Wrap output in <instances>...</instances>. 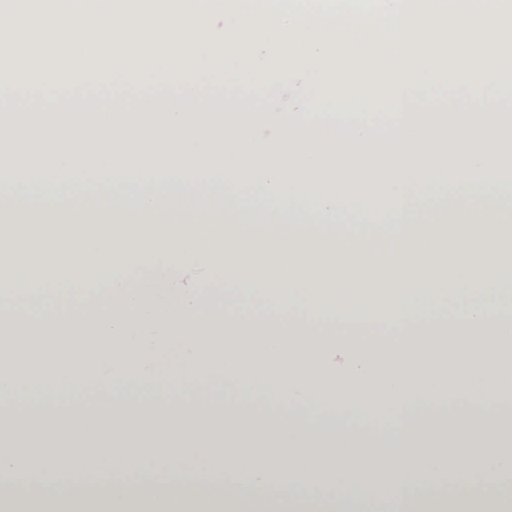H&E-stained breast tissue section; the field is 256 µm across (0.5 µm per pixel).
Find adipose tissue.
Returning a JSON list of instances; mask_svg holds the SVG:
<instances>
[{
  "mask_svg": "<svg viewBox=\"0 0 512 512\" xmlns=\"http://www.w3.org/2000/svg\"><path fill=\"white\" fill-rule=\"evenodd\" d=\"M0 170V397L59 400L108 370L115 411L0 417V512H364L398 470L400 512H512V428L403 429L380 453L292 423L243 429L269 402L350 426L369 406L425 414L512 378V201L484 170L352 171L272 142L46 148ZM404 198L386 242L351 222L381 185ZM308 205H283L286 196ZM212 268L214 285L184 274ZM162 403L125 408L126 390ZM222 391L215 417L185 405ZM499 449L480 465L471 451ZM481 495L435 493L450 464ZM106 489L80 492L88 471ZM190 477L174 494L168 477Z\"/></svg>",
  "mask_w": 512,
  "mask_h": 512,
  "instance_id": "adipose-tissue-1",
  "label": "adipose tissue"
}]
</instances>
